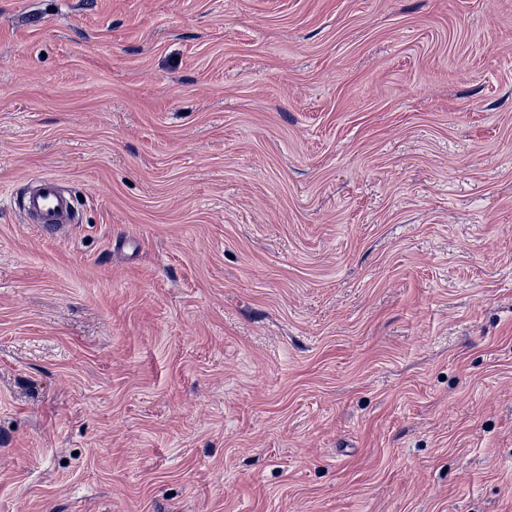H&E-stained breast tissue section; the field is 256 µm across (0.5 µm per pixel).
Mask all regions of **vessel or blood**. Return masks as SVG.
<instances>
[{"label":"vessel or blood","mask_w":512,"mask_h":512,"mask_svg":"<svg viewBox=\"0 0 512 512\" xmlns=\"http://www.w3.org/2000/svg\"><path fill=\"white\" fill-rule=\"evenodd\" d=\"M23 209L38 232L46 237L59 235L74 221L72 201L59 180L52 176L35 179L26 194Z\"/></svg>","instance_id":"1"}]
</instances>
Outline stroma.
<instances>
[{
    "label": "stroma",
    "mask_w": 512,
    "mask_h": 512,
    "mask_svg": "<svg viewBox=\"0 0 512 512\" xmlns=\"http://www.w3.org/2000/svg\"><path fill=\"white\" fill-rule=\"evenodd\" d=\"M0 512H512V0H0ZM23 209L32 224H36L38 232L46 237L59 235L66 229V224L74 222L72 201L53 176L34 179Z\"/></svg>",
    "instance_id": "stroma-1"
}]
</instances>
